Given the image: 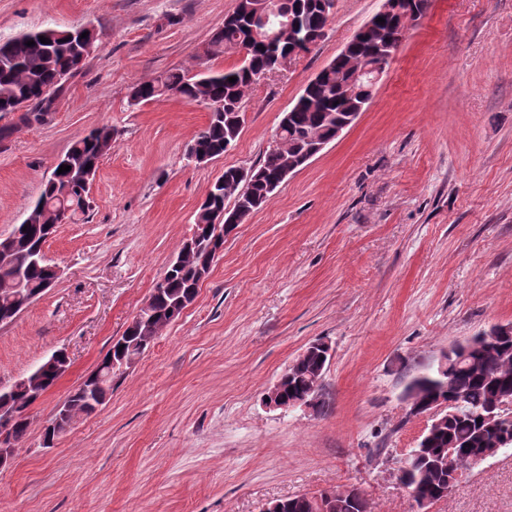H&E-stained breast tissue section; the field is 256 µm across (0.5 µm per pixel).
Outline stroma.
<instances>
[{
  "label": "stroma",
  "instance_id": "stroma-1",
  "mask_svg": "<svg viewBox=\"0 0 512 512\" xmlns=\"http://www.w3.org/2000/svg\"><path fill=\"white\" fill-rule=\"evenodd\" d=\"M237 0H0V40L92 27L97 49L48 119L0 141V236L28 214L56 160L91 130L116 140L87 218L45 245L57 282L0 326V384L55 351L71 367L28 410L0 469V512H262L357 486L375 512H416L397 478L422 420L417 372L512 324V0H431L355 125L224 240L194 303L112 378L96 413L44 445L60 401L122 336L190 234L210 184L251 167L308 81L380 8L335 0L325 38L254 85L234 147L187 146L209 111L175 95L132 104L142 80L189 73ZM332 359L324 411L263 397L310 344ZM431 512H512V450L466 470Z\"/></svg>",
  "mask_w": 512,
  "mask_h": 512
}]
</instances>
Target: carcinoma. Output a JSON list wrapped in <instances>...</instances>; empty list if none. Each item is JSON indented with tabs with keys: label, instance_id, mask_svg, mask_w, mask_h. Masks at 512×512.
<instances>
[{
	"label": "carcinoma",
	"instance_id": "cac0c4a2",
	"mask_svg": "<svg viewBox=\"0 0 512 512\" xmlns=\"http://www.w3.org/2000/svg\"><path fill=\"white\" fill-rule=\"evenodd\" d=\"M247 7L237 5L230 20L214 32L206 45L204 56H217L221 53L237 52L246 38H251L252 49L247 58L234 68L217 71L210 67L195 75L179 70H170L150 80L141 81L132 87L131 98L140 104L166 93H172L190 102L220 101L224 111L233 112L242 105L247 92L256 85L252 76L259 71L274 69V59L270 47L252 38L255 26L254 16L261 8L263 0H245ZM428 0H395L398 11L385 18L381 25L384 30L396 27L405 11L421 12ZM292 10L305 16L312 26L326 27L328 18L320 15L319 0H288ZM50 43L43 44L40 37ZM34 45L28 46L26 42ZM9 53L0 57V113L16 111L20 104L34 102V108L18 116L17 124L31 126L42 121L46 97L55 93L62 85L60 79L72 75L79 69L81 54L79 42L69 30L43 28L7 40ZM378 50V36L371 35L349 48V57L339 65L323 67L319 82L305 88L307 98L297 99L288 117V148H268L256 164V172L261 175L258 182L243 189L234 176V168L224 170V184L219 188V201L227 198L245 199L249 202L248 211L259 210L266 202L264 182L276 176L295 157V149L304 142L307 133L314 131L321 135L330 132L336 119L356 108L355 100L348 94V84L352 77L351 63H359L365 56ZM235 77L237 81L229 82ZM230 137L227 121L223 118L209 120L207 126L193 140L197 150L215 158L224 155L225 140ZM114 147L112 127L103 125L92 130L85 137L74 141L64 153L66 164L71 170L63 174L52 171L38 199L32 206L28 218L30 223L14 226L17 232V246L14 261L26 268V288L32 293H44L51 287V273L42 264L31 263L32 252L51 237L44 225L60 226L79 220L90 207L88 192L78 184L76 174L86 168L98 170L102 159ZM210 205L199 206L194 226L208 238L206 229L210 227ZM218 254L201 250L194 261L167 276L165 282L154 287V321L143 325L138 332H124L117 340L128 354L142 355L158 335L161 327L169 323L178 301L189 294L197 279V268L212 267ZM10 272L0 270V317L13 308L10 293L5 290ZM471 338L455 344L453 355L448 358L445 371H427L416 376L411 384L420 390L431 393L438 391L452 399L461 397L453 408L455 414L448 417V425L434 433L419 447V466H426L437 457L456 448L476 463L481 461L487 448L497 444L501 448H512V415L501 418L498 424L489 428L478 421L486 408L499 396H512V337L505 338L492 349H478ZM320 354L312 352L300 361L297 375L288 382L283 398L293 400L309 395V375L320 369ZM450 475L446 471L427 473L426 478L407 485L410 495L439 497L441 489L448 487Z\"/></svg>",
	"mask_w": 512,
	"mask_h": 512
}]
</instances>
